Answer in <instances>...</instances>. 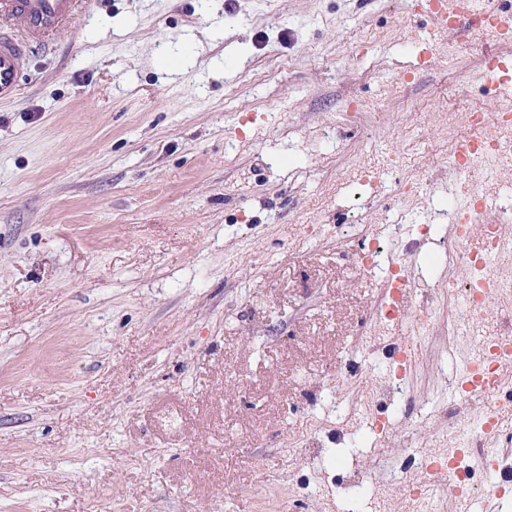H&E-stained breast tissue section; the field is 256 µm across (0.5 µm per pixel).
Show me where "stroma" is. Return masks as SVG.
Wrapping results in <instances>:
<instances>
[{
    "instance_id": "35a3bbf8",
    "label": "stroma",
    "mask_w": 512,
    "mask_h": 512,
    "mask_svg": "<svg viewBox=\"0 0 512 512\" xmlns=\"http://www.w3.org/2000/svg\"><path fill=\"white\" fill-rule=\"evenodd\" d=\"M430 28L418 0H93L35 54L0 105V512H351L358 482L415 512L489 402L450 392L445 115L512 112L505 45ZM393 265L429 329L386 319ZM487 72L490 78L499 86H512V57L511 55H497L489 59ZM449 436L452 447L456 448L457 457L465 454V448H470L469 454H472L473 447L478 443L477 435L475 436L469 424L462 422H457L450 427Z\"/></svg>"
}]
</instances>
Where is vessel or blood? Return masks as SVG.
Segmentation results:
<instances>
[{
    "label": "vessel or blood",
    "mask_w": 512,
    "mask_h": 512,
    "mask_svg": "<svg viewBox=\"0 0 512 512\" xmlns=\"http://www.w3.org/2000/svg\"><path fill=\"white\" fill-rule=\"evenodd\" d=\"M83 0H0V102L15 98L20 77L34 52L47 46L78 11ZM422 10L442 36L472 23V0H421ZM482 26L499 41L512 40V19L495 10L486 11ZM490 78L503 87L512 86V57L497 55L487 65ZM486 357L476 354L466 360L455 376L459 390L477 388L495 391L497 376L485 371Z\"/></svg>",
    "instance_id": "obj_1"
}]
</instances>
